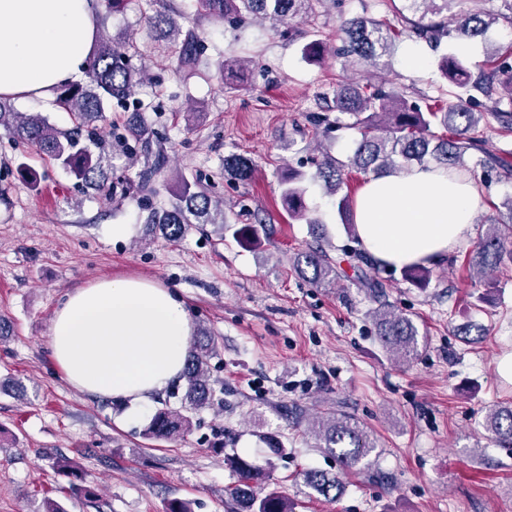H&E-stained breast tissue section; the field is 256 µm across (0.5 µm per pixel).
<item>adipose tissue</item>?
Returning a JSON list of instances; mask_svg holds the SVG:
<instances>
[{
  "mask_svg": "<svg viewBox=\"0 0 512 512\" xmlns=\"http://www.w3.org/2000/svg\"><path fill=\"white\" fill-rule=\"evenodd\" d=\"M98 0H0V98L49 99L82 80ZM482 190L434 164L370 174L354 198L357 245L378 264L433 265L474 235ZM192 322L183 301L147 278L102 279L68 291L50 349L73 388L137 411L180 379Z\"/></svg>",
  "mask_w": 512,
  "mask_h": 512,
  "instance_id": "1",
  "label": "adipose tissue"
}]
</instances>
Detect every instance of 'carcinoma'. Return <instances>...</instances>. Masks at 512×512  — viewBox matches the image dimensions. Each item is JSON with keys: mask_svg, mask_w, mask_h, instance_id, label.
<instances>
[{"mask_svg": "<svg viewBox=\"0 0 512 512\" xmlns=\"http://www.w3.org/2000/svg\"><path fill=\"white\" fill-rule=\"evenodd\" d=\"M323 0H198L201 14L215 24L250 15L268 20L272 27L292 30L290 24L304 19L314 4ZM407 10L419 14L410 18L399 12L402 28L386 20L353 16L342 20V45L336 54L344 58L345 65L374 64L394 50L396 38L406 28L434 47L445 38L472 40L484 36L497 18L478 9L448 15V10L459 0H407ZM157 40L171 45L175 70L186 79L198 74L205 53L201 37L193 30H183L176 17L167 10H157L147 17ZM306 59L319 63L326 55V46L313 39L303 46ZM137 56L135 46L123 45L109 38H101L94 48L88 69V81L81 85L57 87L56 102L68 109L75 119L69 133L58 130L48 117L40 112L23 115L13 111L11 104L0 100V129L15 142L32 147L39 155L47 156L68 168L88 188L101 190L110 179L102 158L80 146L82 137L93 138L100 123L107 120L106 105L125 104L135 95L138 85L146 79L143 66L133 63ZM442 78L456 89L455 96L470 98L481 95L493 102L485 112H474L458 105L443 107L431 104L422 109L408 103L397 92H386L376 85H361L349 80L337 86L334 99L336 120L314 113L310 123L316 127L336 124V128L359 131L360 138L352 143L347 161L324 155L316 164L312 181L330 196L338 194L345 182V171L351 169L368 174L382 170H399L413 165L423 166L429 161L450 171L472 173L480 167L512 175V153L487 155L483 150L486 129L512 132V111L499 108L502 100L512 105V44L487 52L485 67L473 71L455 55H445L439 63ZM349 116L353 122L344 123ZM439 125L446 134L438 136L432 127ZM128 132L139 145L144 158V169L137 188L146 195H157L155 178H163V187L170 192L168 207L150 209L145 221L146 231L161 232L170 241L179 240L194 224H211L219 236L228 228L224 219L223 202L213 198L204 189L191 184L179 175L168 173V157L163 148L164 139L138 124H131ZM224 170L237 180L251 178L252 161L242 156L224 159ZM304 174L291 171L281 179V200L289 218H305L307 208L303 185ZM507 217L492 221L472 251L470 269L491 288L495 287V274L512 264V247L507 245L502 227L512 234V195L502 202ZM339 261L321 246L296 254L294 265L299 274L314 285H332L339 278ZM405 279L424 286L431 270L427 266H411L403 270ZM358 287L366 290L377 303L373 319L381 343L387 354L399 361L414 359L422 336L414 320L396 311L384 297L382 282L363 274L357 277ZM458 335L467 343H477L487 335V329L467 323L458 328ZM215 354L214 338L196 337L189 351L183 372L186 391L181 409L165 407L158 410L146 430L149 439H170L191 431L190 413L220 402L217 390L209 378V363ZM320 447L336 457L339 470H352L374 451L370 435L346 413L333 407L325 408L311 420ZM484 430L487 436L506 448L512 447V403L494 406L486 416ZM228 469L237 473L241 481L230 490L231 512H292L288 496L268 489L261 482L259 467L240 456L224 458ZM306 483L327 499L338 498L344 490L339 476L322 471L305 473Z\"/></svg>", "mask_w": 512, "mask_h": 512, "instance_id": "obj_1", "label": "carcinoma"}]
</instances>
